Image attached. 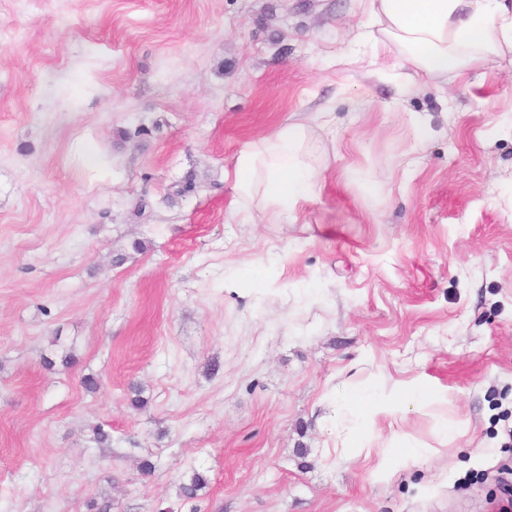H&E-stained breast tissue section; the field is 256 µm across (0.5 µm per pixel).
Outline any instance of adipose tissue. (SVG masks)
I'll return each instance as SVG.
<instances>
[{
  "label": "adipose tissue",
  "instance_id": "ef3b65f1",
  "mask_svg": "<svg viewBox=\"0 0 512 512\" xmlns=\"http://www.w3.org/2000/svg\"><path fill=\"white\" fill-rule=\"evenodd\" d=\"M379 43L396 46L416 72L445 76L512 54V0H370ZM317 150L308 126L288 122L240 152L239 199L259 198L277 217H292L318 185Z\"/></svg>",
  "mask_w": 512,
  "mask_h": 512
}]
</instances>
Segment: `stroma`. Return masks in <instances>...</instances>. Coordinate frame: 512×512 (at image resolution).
<instances>
[{"instance_id":"obj_1","label":"stroma","mask_w":512,"mask_h":512,"mask_svg":"<svg viewBox=\"0 0 512 512\" xmlns=\"http://www.w3.org/2000/svg\"><path fill=\"white\" fill-rule=\"evenodd\" d=\"M367 7L0 0V512H487L512 484V54L407 83ZM296 116L320 186L243 223L235 161ZM421 386L337 446L357 393Z\"/></svg>"}]
</instances>
